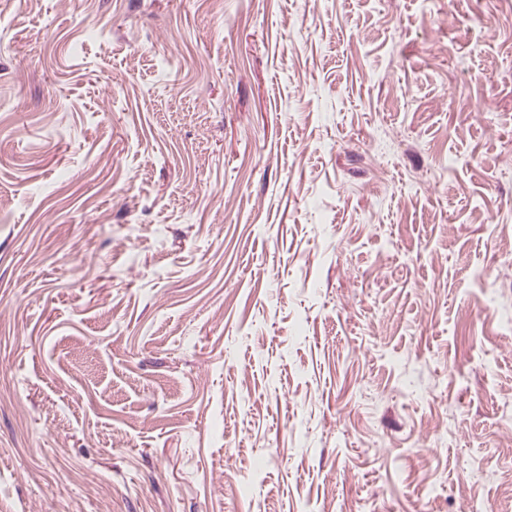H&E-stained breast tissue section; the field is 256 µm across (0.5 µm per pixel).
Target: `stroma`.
Returning <instances> with one entry per match:
<instances>
[{"mask_svg": "<svg viewBox=\"0 0 512 512\" xmlns=\"http://www.w3.org/2000/svg\"><path fill=\"white\" fill-rule=\"evenodd\" d=\"M0 391V512H512V0H12Z\"/></svg>", "mask_w": 512, "mask_h": 512, "instance_id": "obj_1", "label": "stroma"}]
</instances>
